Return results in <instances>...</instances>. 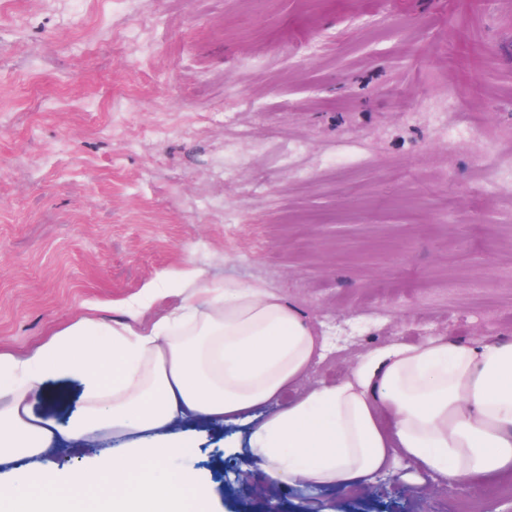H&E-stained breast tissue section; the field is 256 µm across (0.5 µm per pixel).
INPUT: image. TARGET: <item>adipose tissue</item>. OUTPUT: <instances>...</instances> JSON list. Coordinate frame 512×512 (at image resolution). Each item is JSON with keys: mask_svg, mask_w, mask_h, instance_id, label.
I'll use <instances>...</instances> for the list:
<instances>
[{"mask_svg": "<svg viewBox=\"0 0 512 512\" xmlns=\"http://www.w3.org/2000/svg\"><path fill=\"white\" fill-rule=\"evenodd\" d=\"M91 317L27 358L0 352V460L41 454L55 435L129 436L131 447L79 473L31 474L0 487V512H205L212 487L164 475L193 438L188 423H248V451L273 480L349 490L405 462L451 487L512 480V336H438L370 351L351 379L320 384L263 419L255 410L297 383L319 353L313 329L258 285L192 279L151 325L116 322L87 340ZM76 381L82 409L66 425L34 404L45 380Z\"/></svg>", "mask_w": 512, "mask_h": 512, "instance_id": "adipose-tissue-1", "label": "adipose tissue"}]
</instances>
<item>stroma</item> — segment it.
<instances>
[{
    "mask_svg": "<svg viewBox=\"0 0 512 512\" xmlns=\"http://www.w3.org/2000/svg\"><path fill=\"white\" fill-rule=\"evenodd\" d=\"M192 272L309 321L305 389L376 348L512 336V0H0V350L85 315L104 340L134 299L152 321ZM195 429L165 469L209 477L216 512H512V481L405 466L283 488L246 424Z\"/></svg>",
    "mask_w": 512,
    "mask_h": 512,
    "instance_id": "35a3bbf8",
    "label": "stroma"
}]
</instances>
